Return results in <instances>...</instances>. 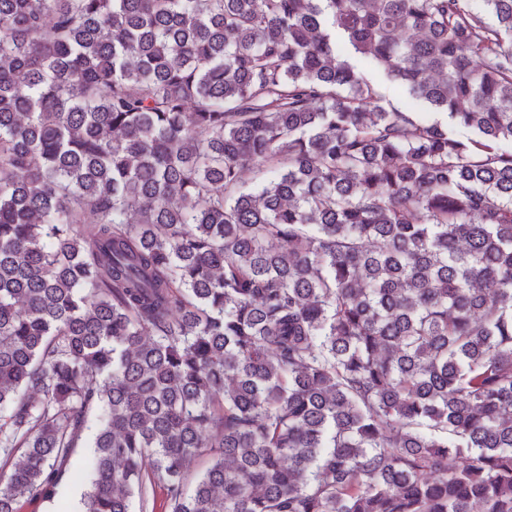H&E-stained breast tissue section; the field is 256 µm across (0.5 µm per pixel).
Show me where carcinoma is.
Returning a JSON list of instances; mask_svg holds the SVG:
<instances>
[{"label": "carcinoma", "instance_id": "obj_1", "mask_svg": "<svg viewBox=\"0 0 512 512\" xmlns=\"http://www.w3.org/2000/svg\"><path fill=\"white\" fill-rule=\"evenodd\" d=\"M481 2L0 0V512H512ZM91 448L78 447L72 458L74 478L53 499L29 497L19 505V512H74L80 508L82 493L88 488Z\"/></svg>", "mask_w": 512, "mask_h": 512}]
</instances>
